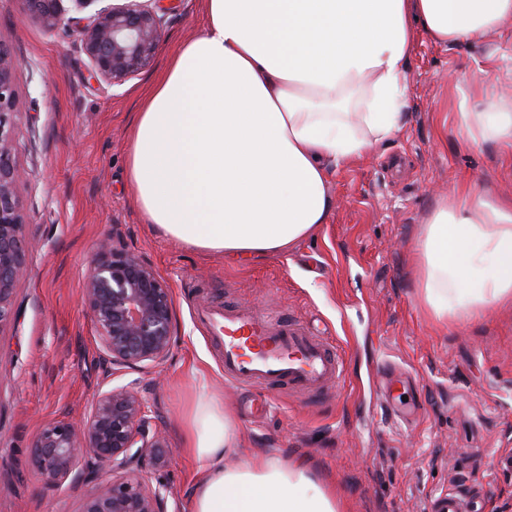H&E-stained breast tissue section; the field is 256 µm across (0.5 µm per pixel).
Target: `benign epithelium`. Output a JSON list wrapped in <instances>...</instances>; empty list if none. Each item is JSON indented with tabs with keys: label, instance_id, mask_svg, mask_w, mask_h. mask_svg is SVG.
Segmentation results:
<instances>
[{
	"label": "benign epithelium",
	"instance_id": "benign-epithelium-1",
	"mask_svg": "<svg viewBox=\"0 0 512 512\" xmlns=\"http://www.w3.org/2000/svg\"><path fill=\"white\" fill-rule=\"evenodd\" d=\"M50 29L61 19L62 0H24ZM141 0L100 7L82 27L81 44L95 76L114 85L153 61L167 8ZM16 95L8 49L0 43V324L13 311V291L24 273L23 220L15 189L21 172L14 161L11 116ZM83 299L91 311L112 370H139L162 361L174 339L171 289L139 256L105 240L91 258ZM165 447L151 428L147 401L132 385L96 394L81 426L66 420L45 425L31 449V464L50 483L69 479L76 462L106 463L112 479L91 477L79 512H167L166 490L149 486L141 468Z\"/></svg>",
	"mask_w": 512,
	"mask_h": 512
}]
</instances>
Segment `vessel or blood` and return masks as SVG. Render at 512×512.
<instances>
[{
  "mask_svg": "<svg viewBox=\"0 0 512 512\" xmlns=\"http://www.w3.org/2000/svg\"><path fill=\"white\" fill-rule=\"evenodd\" d=\"M224 345V378L239 386L266 384L271 391L288 389L306 398L338 383L343 358L338 350L313 336L292 318L271 321L253 311L225 310L208 316ZM481 492L434 496L428 512H478Z\"/></svg>",
  "mask_w": 512,
  "mask_h": 512,
  "instance_id": "vessel-or-blood-1",
  "label": "vessel or blood"
}]
</instances>
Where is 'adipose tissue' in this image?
<instances>
[{
  "label": "adipose tissue",
  "instance_id": "adipose-tissue-1",
  "mask_svg": "<svg viewBox=\"0 0 512 512\" xmlns=\"http://www.w3.org/2000/svg\"><path fill=\"white\" fill-rule=\"evenodd\" d=\"M207 24L170 54L132 116L128 178L149 224L184 248L252 259L328 222L336 166L396 134L420 36L452 46L512 21V0H203ZM468 145L512 156V104L458 115ZM420 295L440 326L512 305V201L458 183L419 238ZM183 445L198 477L190 512H341L302 465L224 456L233 421L192 400Z\"/></svg>",
  "mask_w": 512,
  "mask_h": 512
}]
</instances>
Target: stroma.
Wrapping results in <instances>:
<instances>
[{
	"label": "stroma",
	"instance_id": "obj_1",
	"mask_svg": "<svg viewBox=\"0 0 512 512\" xmlns=\"http://www.w3.org/2000/svg\"><path fill=\"white\" fill-rule=\"evenodd\" d=\"M152 66L115 86L94 77L80 45L93 8L63 4L54 30L23 0H0V43L11 50L12 140L25 177L16 186L26 274L15 315L0 324V512H78L86 483L45 481L29 450L52 420L81 424L99 388L136 383L167 439L145 463L167 490L168 512H188L197 473L182 442L189 401L219 397L238 451L303 464L343 512H427L431 496L488 486L481 512H512V307L436 325L415 272L421 228L451 182L468 179L512 197V164L493 144L461 148L456 114L480 106L512 68V24L479 43L445 48L420 38L403 128L370 155L337 168L331 220L287 253L237 261L165 238L135 207L127 174L130 120L169 54L206 26L201 0H169ZM113 240L168 283L174 342L163 361L113 372L82 300L97 244ZM306 322L345 358L328 397L303 404L262 385L226 383L222 349L200 311L224 304ZM405 373L383 401L385 372ZM270 399L262 416L250 405Z\"/></svg>",
	"mask_w": 512,
	"mask_h": 512
}]
</instances>
